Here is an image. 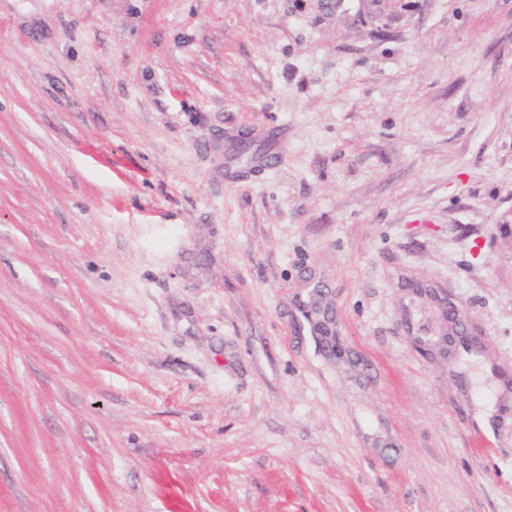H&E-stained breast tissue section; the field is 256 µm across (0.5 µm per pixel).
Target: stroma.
Instances as JSON below:
<instances>
[{
    "instance_id": "1",
    "label": "stroma",
    "mask_w": 512,
    "mask_h": 512,
    "mask_svg": "<svg viewBox=\"0 0 512 512\" xmlns=\"http://www.w3.org/2000/svg\"><path fill=\"white\" fill-rule=\"evenodd\" d=\"M511 210L512 0H0V512H512Z\"/></svg>"
}]
</instances>
